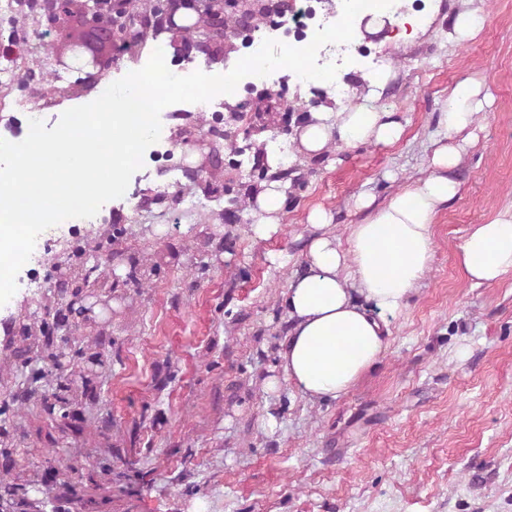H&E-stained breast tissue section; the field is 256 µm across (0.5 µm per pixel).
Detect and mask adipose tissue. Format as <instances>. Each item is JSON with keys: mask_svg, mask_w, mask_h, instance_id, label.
Here are the masks:
<instances>
[{"mask_svg": "<svg viewBox=\"0 0 512 512\" xmlns=\"http://www.w3.org/2000/svg\"><path fill=\"white\" fill-rule=\"evenodd\" d=\"M390 78L389 72L375 71L363 80L372 92L384 89ZM371 92L341 112L326 105L310 110L308 120L295 129L297 154L316 158L337 142H397L403 124L394 113L379 111ZM487 102L477 81L466 79L449 89L437 118L443 141L432 153L429 174L382 205L372 195L355 196L353 207L366 217L351 225L347 246H340L332 232L330 212L319 208L310 213L313 234L283 296L288 332L277 352L279 372L265 380L266 390L274 392L287 383L313 401L336 399L385 356L389 318L406 306L429 269L435 218L459 193L453 171L466 145L454 137L473 127ZM286 190L278 181L263 183L251 210L255 238L279 232ZM459 263L477 286L512 273V210L473 225L459 246Z\"/></svg>", "mask_w": 512, "mask_h": 512, "instance_id": "adipose-tissue-1", "label": "adipose tissue"}]
</instances>
